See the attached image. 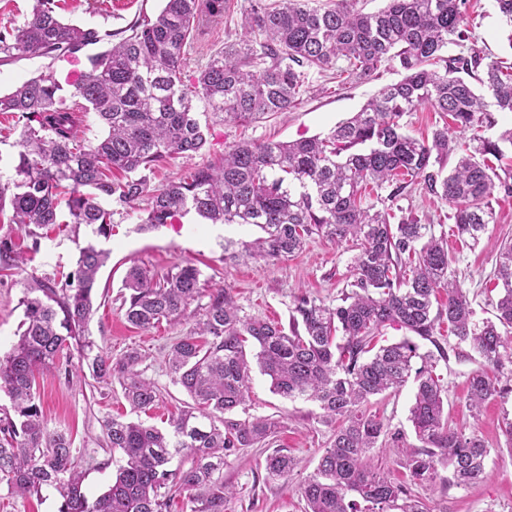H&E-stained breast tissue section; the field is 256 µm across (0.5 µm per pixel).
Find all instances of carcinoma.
<instances>
[{"mask_svg": "<svg viewBox=\"0 0 512 512\" xmlns=\"http://www.w3.org/2000/svg\"><path fill=\"white\" fill-rule=\"evenodd\" d=\"M357 2L337 0L322 9L308 0H251L241 23L249 40L217 52L191 86L185 84L186 49L205 21L224 16L227 0H164L155 16H139L117 31L64 23L57 0H34L23 25L0 31V65L107 46L89 57V71L67 96L42 73L0 94V112L17 118L20 147L15 178L0 183V206L10 205L11 223L59 224L65 208L74 228L85 225L107 239L114 210L101 205L105 197L124 210L145 204L144 228L171 224L190 211L212 224L260 228L264 236L240 250L224 242V252L235 258L279 260L302 250L314 234L357 250L341 303L299 295L287 330L241 313L227 289H215L202 317L167 353L171 381L191 403L165 430L104 419L106 446L120 451L123 463L97 496L83 490L85 472L75 462L71 437L48 428L36 375L58 367L63 352L76 345L92 378L118 382L133 411L150 410L157 387L139 368L141 355L111 356L94 350L89 339L92 298L108 252L88 241L65 279L32 278L21 301L19 339L0 357V391L10 400L0 416V484L10 493L38 496L52 489L57 512H163L178 493L189 512H224L233 495L224 484L226 457L265 442L277 428L266 417H232L248 398L255 367L270 378L273 393L313 401L324 422L340 421L300 486L304 512H432L374 463L383 451L380 438L389 435L395 443L398 434H388L366 404L411 377L409 420L420 446L404 454L410 481L432 484L447 467L458 486L488 476L482 441L444 416V386L435 369L448 360L440 333L446 322L457 344L469 345L492 368L469 375V408L512 393V369L504 371L512 365V241L496 258L504 293L495 319L478 322L452 278L448 234L390 204L365 206L363 197L369 188L387 189L392 202L415 186L453 209L458 237L478 242L495 223L491 199L512 197V162L504 150L512 147V127L496 136L476 133L496 125L489 106L512 113V73L474 48L445 54L469 40L467 0H388L373 13L356 8ZM340 60L346 66H337ZM384 63L397 64L403 78L383 86L324 137L237 142L219 161L159 188L142 175L167 158L204 149L198 101L226 123L252 121L295 108L307 69L370 79ZM472 79L493 102L475 92ZM421 107L451 117L452 125L426 138L406 133L402 117ZM90 113L102 134L87 141L80 126ZM468 131L473 136L465 153L445 171L454 134ZM115 169L125 178H112ZM21 261L12 240L1 239L0 269H18ZM200 276L190 263L161 277L130 268L122 282L127 322L149 329L184 315L199 297ZM388 324L408 336L379 347L376 335ZM420 340L433 349L419 353ZM415 358L421 360L416 369ZM295 467L294 458L279 451L265 458L271 479L285 481Z\"/></svg>", "mask_w": 512, "mask_h": 512, "instance_id": "obj_1", "label": "carcinoma"}]
</instances>
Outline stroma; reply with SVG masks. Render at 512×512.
I'll return each mask as SVG.
<instances>
[{"instance_id": "stroma-1", "label": "stroma", "mask_w": 512, "mask_h": 512, "mask_svg": "<svg viewBox=\"0 0 512 512\" xmlns=\"http://www.w3.org/2000/svg\"><path fill=\"white\" fill-rule=\"evenodd\" d=\"M224 18L210 23L206 35L195 41L186 54L187 75H195L225 42L239 40L241 17L249 0H229ZM65 22L81 27L117 30L140 14L155 15L162 0H59ZM470 45L485 54L512 65V31L504 25L495 0H468ZM88 66L85 53L55 60H22L0 66V92L35 73L49 75L63 89L78 82ZM399 68H382L372 80L336 77L309 71L299 104L286 113L267 114L239 124L211 119L205 149L191 157L167 159L148 175L153 187L187 175L195 167L218 161L226 146L240 140L292 141L327 134L336 124L358 112L384 85L401 80ZM400 207L430 217L433 224L452 228L449 208L440 199L411 191L399 199ZM496 221L488 225L478 243L451 235L448 255L451 271L467 292L478 320L493 318L501 295L494 276L495 261L502 241L512 238V198L493 199ZM11 209L0 212V238L8 237L26 259L22 268L0 271V354H6L16 341L24 318L21 300L31 276L52 277L73 272L78 247L90 235L88 228L58 224L29 235L11 223ZM261 231L252 225L204 224L195 214L156 229H141L137 212L117 211L112 217V234L100 240L109 258L97 278L94 315L89 325L90 338L112 355L136 352L144 359L146 374L159 390L158 404L147 412L132 414L119 384L103 385L86 376L88 368L77 348L67 353L68 374L50 371L37 380L41 408L49 429L64 430L73 438L74 454L86 473L87 494L106 490L121 463L120 452L105 448L101 422L105 417H138L147 425L166 427L171 413L187 402L183 389L174 385L166 368V354L179 337L199 319L210 293L227 288L244 314L288 323L296 296L306 294L325 304H337L350 276L353 250L312 235L302 251L285 259L268 261L231 259L224 252L225 241L247 243ZM179 263H191L201 271L200 299L172 323L142 330L130 325L122 309V281L130 267L138 266L154 275H163ZM476 352L463 358L438 362L436 372L446 388L445 412L448 422L475 433L489 450L485 480L456 486L438 481L411 485L412 495L424 500L432 512H512V440L505 433L506 420H512V394L491 396L479 412H472L467 400V378L480 369ZM414 399L413 384L399 391L372 398L368 413L383 421L390 432L400 433L406 446L417 440L408 420ZM237 418L264 416L278 421L277 434L268 445L240 450L227 457L224 482L232 487L233 497L224 505L226 512H304L299 488L309 476L334 434L331 425L319 418L318 407L307 400L287 399L270 390V381L254 373L249 398ZM294 457L298 466L288 480L269 479L264 462L272 450Z\"/></svg>"}]
</instances>
